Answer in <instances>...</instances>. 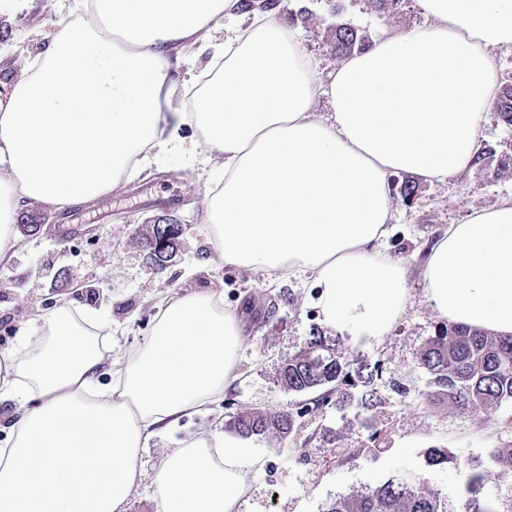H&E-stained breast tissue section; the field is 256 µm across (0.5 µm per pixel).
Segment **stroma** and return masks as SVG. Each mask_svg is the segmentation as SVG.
<instances>
[{
	"instance_id": "1",
	"label": "stroma",
	"mask_w": 512,
	"mask_h": 512,
	"mask_svg": "<svg viewBox=\"0 0 512 512\" xmlns=\"http://www.w3.org/2000/svg\"><path fill=\"white\" fill-rule=\"evenodd\" d=\"M283 3L308 6L319 17V24L302 30L301 37L322 73L336 64L321 24L332 7H340L345 20L376 38L428 23L417 0H407L391 18L374 13L364 0ZM77 8V0H0V13L11 25L0 37L1 100L43 50L55 23ZM208 66V56L198 55L192 42L171 51L173 111L188 109L181 86L189 70ZM181 135L189 143L186 151L158 158L111 194L61 210L19 203V210L40 216L43 227L36 234L15 229L17 245L10 259L0 262V354L12 352L20 337L36 335L42 316L69 305L101 314L109 325L113 354L124 355L148 340L165 299L191 291L222 294L225 305L238 310L248 335L237 377L216 403L151 441L142 458L144 479L130 496L129 512H156L151 477L168 448L203 431L223 430L225 419L242 408L287 412L295 420L288 439L251 438L263 464L250 476L248 512H325L336 497L365 491L404 470L423 472L427 488L446 500L449 512H461L464 495L454 470L428 466L426 452L447 448L467 458L512 446V401L488 415L430 402L419 353L442 320L424 295L421 272L448 225L512 199V179L493 180L473 168L442 183L420 182L414 204L394 209L384 248L404 261L412 299L387 332L356 345L360 359L381 370L374 383L380 404L373 423L386 449L373 458L362 453L368 431L351 414L332 404H315L314 394H294L278 385L282 365L320 325L314 291L299 278L241 271L214 261L202 205L217 184L224 158L217 154L203 164L194 129L182 127ZM165 218L183 224L185 232L175 258L159 268L148 257L145 237L151 224Z\"/></svg>"
}]
</instances>
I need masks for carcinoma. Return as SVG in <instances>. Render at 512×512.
I'll return each mask as SVG.
<instances>
[{"mask_svg":"<svg viewBox=\"0 0 512 512\" xmlns=\"http://www.w3.org/2000/svg\"><path fill=\"white\" fill-rule=\"evenodd\" d=\"M379 15L389 17L402 8L404 0H365ZM281 12L282 0H239V10L255 9ZM336 21L327 25L331 52L340 59L372 43L365 30L344 21L334 11ZM491 112L497 120L512 127V83L503 84L492 102ZM475 164L496 179L512 178V140L495 146L481 145ZM392 204L410 206L417 196L416 185L408 179H391ZM184 232L181 224H155L147 238L150 258L159 266L172 260ZM343 336H329L316 331L300 350L281 368L279 385L296 394L318 389L336 393V409L354 411L362 424L372 419L377 405L374 392L356 395L354 389L369 387L373 371L367 370L358 356L338 351ZM433 388L431 400L459 408L490 414L503 402L512 401V337L505 338L479 329L448 324L438 328L424 344L419 361ZM224 429L244 438L275 435L286 439L294 429L287 413H263L241 409L229 416ZM428 464L454 468L469 496L468 512H495L485 490L498 476L499 466H512V448H489L485 457L461 459L446 448H432ZM422 474L407 470L363 493L339 496L325 512H448L439 496L424 490Z\"/></svg>","mask_w":512,"mask_h":512,"instance_id":"carcinoma-1","label":"carcinoma"}]
</instances>
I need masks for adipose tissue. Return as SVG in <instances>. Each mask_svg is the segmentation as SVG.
I'll return each mask as SVG.
<instances>
[{
	"instance_id": "adipose-tissue-1",
	"label": "adipose tissue",
	"mask_w": 512,
	"mask_h": 512,
	"mask_svg": "<svg viewBox=\"0 0 512 512\" xmlns=\"http://www.w3.org/2000/svg\"><path fill=\"white\" fill-rule=\"evenodd\" d=\"M429 25L395 32L320 74L295 29L238 0H84L0 101V258L17 203L62 208L112 192L193 127L224 157L205 199L214 254L238 269L309 276L321 323L384 334L409 299L382 249L391 179L470 169L500 85L492 50L512 48V0H418ZM219 70L171 112V46L216 20ZM327 114L317 115V99ZM425 295L448 323L512 336V199L449 225L429 252ZM247 343L222 296L160 308L121 361L100 323L67 306L0 357L16 403L0 448V512H128L151 440L222 394ZM114 363L112 388L99 386ZM260 461L217 431L168 449L152 477L159 512H241Z\"/></svg>"
}]
</instances>
